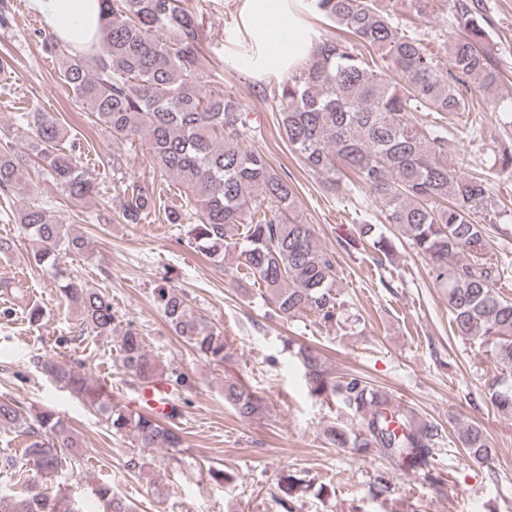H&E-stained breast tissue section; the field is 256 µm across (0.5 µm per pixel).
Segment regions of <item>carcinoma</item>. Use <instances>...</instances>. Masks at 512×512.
<instances>
[{
  "label": "carcinoma",
  "instance_id": "obj_1",
  "mask_svg": "<svg viewBox=\"0 0 512 512\" xmlns=\"http://www.w3.org/2000/svg\"><path fill=\"white\" fill-rule=\"evenodd\" d=\"M102 38L87 54H73L51 35L44 50L60 61L59 75L90 122L112 139L150 146L154 165L184 189L183 204L168 209L170 224L188 226V244L215 265L236 254L242 277L263 289L261 296L279 316L312 315L325 325L339 322L338 271L333 253L317 244L313 227L296 216L297 195L288 176L245 143L260 135L240 102L201 83L203 25L181 0H103ZM433 0H310V6L352 36L356 43L310 33L308 53L278 84L280 125L291 149L309 170L325 174L332 186L345 173L381 204L383 223L394 227L427 259L430 274L448 290L452 331L492 346L497 363L512 369V299L494 289L499 268L487 257L485 225L496 221L488 182L448 166V127L416 121L414 113L444 119L470 111L474 92L494 87L500 71L482 45V0H449L459 34L448 40L449 68L442 69L413 31V21L431 13ZM26 152L11 143L0 148V194L24 190L22 172L33 162L66 196L86 201L96 186L82 172L81 144L68 137L51 112H25ZM122 218L139 224L155 206L152 193L136 182L121 185ZM32 249L27 261L52 270L55 287L80 312L78 333L110 336L116 321L112 299L76 282L59 262L63 253L82 252L85 240L72 234L43 204L29 202L14 214ZM360 240L389 256L395 238L375 224L357 225ZM157 302L169 328L199 355L224 363V333L194 312L187 297L161 288ZM120 361L138 388L164 384L175 396L186 376L167 370L147 349L140 333L127 328ZM297 357L309 394L333 398L361 420L348 433L342 426L327 436L339 448L371 452L402 472L433 476L438 428L416 410L371 386L357 374L335 375L319 353L306 347ZM35 369L94 410L116 435H129L137 448H179L180 430L169 420L132 412L112 401V392L92 375L52 359L36 357ZM486 401L512 414V380L491 383ZM224 402L243 418L262 408L252 391L224 385ZM24 438V447L0 457V468L22 476L28 466L42 478L9 512H78L52 477L78 476L87 453L59 413L44 409L30 417L14 399H0V429ZM468 456L480 463L494 449L485 429L468 423L457 430ZM298 482L288 477L275 503L293 512ZM93 493L102 512H135L134 505L102 482Z\"/></svg>",
  "mask_w": 512,
  "mask_h": 512
}]
</instances>
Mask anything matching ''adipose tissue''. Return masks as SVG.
<instances>
[{"instance_id": "ef3b65f1", "label": "adipose tissue", "mask_w": 512, "mask_h": 512, "mask_svg": "<svg viewBox=\"0 0 512 512\" xmlns=\"http://www.w3.org/2000/svg\"><path fill=\"white\" fill-rule=\"evenodd\" d=\"M251 24L254 33L266 36L271 20L281 23V36L288 44L285 54L270 58L272 68L286 70L295 57L306 52L309 42L301 37L287 17L283 0H251ZM32 7L48 23L52 33L73 49H83L102 36L103 6L101 0H31Z\"/></svg>"}]
</instances>
